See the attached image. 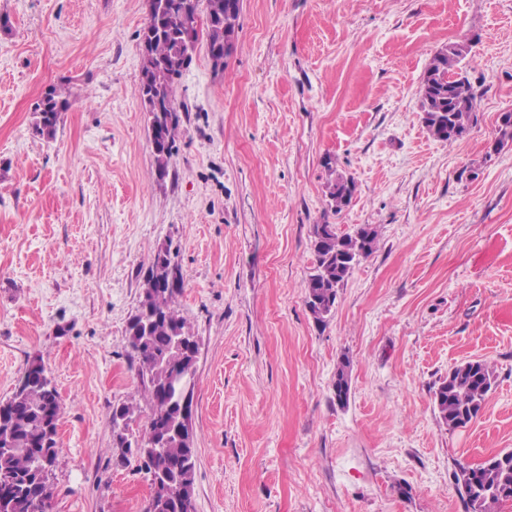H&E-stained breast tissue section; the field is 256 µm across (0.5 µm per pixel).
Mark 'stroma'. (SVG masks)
<instances>
[{
  "instance_id": "35a3bbf8",
  "label": "stroma",
  "mask_w": 512,
  "mask_h": 512,
  "mask_svg": "<svg viewBox=\"0 0 512 512\" xmlns=\"http://www.w3.org/2000/svg\"><path fill=\"white\" fill-rule=\"evenodd\" d=\"M0 399L42 361L60 393L52 512H144L142 460L113 406L148 415L127 326L162 243L199 342L196 512H466L453 473L512 451V0H243L235 49L205 45L157 180L139 94L146 0H0ZM469 45L477 120L442 142L419 90L440 46ZM68 101L53 140L34 111ZM351 176L326 195L325 158ZM377 248L326 324L303 285L314 225ZM351 360V391L332 384ZM498 379L451 430L432 391L460 362ZM333 164H335V162L332 158L328 157L324 160V166L328 169L330 175H335L327 182V196L331 201L334 212H340L350 204L355 183L352 177H346L343 174L337 173ZM139 407L133 403H125L112 408V431L115 435L128 431L130 424L135 422Z\"/></svg>"
}]
</instances>
